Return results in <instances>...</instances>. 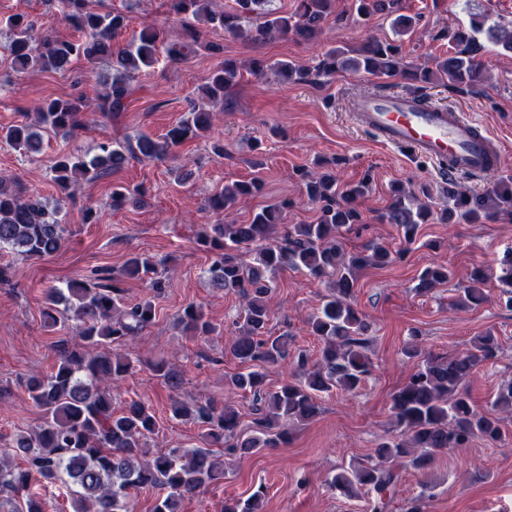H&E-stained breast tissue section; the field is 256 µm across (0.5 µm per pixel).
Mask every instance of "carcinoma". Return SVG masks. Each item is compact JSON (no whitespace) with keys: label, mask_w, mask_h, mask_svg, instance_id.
<instances>
[{"label":"carcinoma","mask_w":512,"mask_h":512,"mask_svg":"<svg viewBox=\"0 0 512 512\" xmlns=\"http://www.w3.org/2000/svg\"><path fill=\"white\" fill-rule=\"evenodd\" d=\"M213 0H170L174 18L184 22L190 16L212 27L251 42L271 36H295L312 40L321 34L334 11L335 0H297L296 8L284 11L275 0H235L231 10L211 7ZM63 19L74 30L72 39L39 37L36 23L23 14L0 20L8 35L11 68L26 71H61L74 61L93 67L112 60L115 74L106 91L91 100L78 92L66 98H47L27 121L0 129V142L15 151L33 156L40 152L41 133L67 138L86 126L88 113L114 118L128 108L136 92L135 75L148 71L166 52L171 60H183L197 52V31L187 29L189 40L166 43L164 29L145 27L130 42L120 45L117 37L130 23L123 12L100 13L87 8L86 0H58ZM362 19L384 15L391 19L395 35L413 30L419 18L401 13V0H354ZM494 45L512 52V29L490 22L486 12L469 13L468 22L441 29L437 37L448 41L452 51L435 60V68L403 62L400 47L388 39L371 38L358 50L331 47L313 66L278 61L273 64L254 58L248 66L259 75L272 70L288 82L313 83L338 72L375 76L402 74L411 84L425 88L436 74L448 77V89L473 91L485 82L481 58V34ZM243 66L224 58L206 86L205 98L228 104L230 89L238 82ZM213 128V112L190 100L188 109L161 137L141 134L134 139L106 140L98 153H62L50 165L53 181L65 197L79 182L104 180L132 161L168 158L182 143L207 138ZM296 176L307 200L316 207L310 224H284L283 213L292 205L288 199L268 204L245 224L218 222L204 228L199 244L211 253L205 270L209 284L243 301V312L229 346L239 360L241 371L229 379L235 394L250 395L253 401V430L240 431L238 412L229 404L211 402L189 406L179 400L171 406L172 418L191 420L203 428L204 447L169 448L151 454L147 439L161 432L149 404L134 401L116 414L112 411V388L135 369L136 360L120 352L156 319V307L145 299L128 306L125 284L141 281L156 293L166 288L158 275V263L149 256L133 254L118 270L94 271L68 280L63 287L50 286L45 292L44 321L74 322L81 343L65 339L55 342L57 362L46 375H32L24 381L25 391L42 414L41 425L14 439L12 448L25 464L15 468L0 460V512H42L37 495L28 491L31 480L63 484L71 498L73 512H134L132 491L152 489L159 493L154 512H179V503L224 477V457L276 448L286 441L288 426L307 422L319 410L318 400L336 391L353 392L367 379L372 368L369 357L370 324L352 302L359 272L382 267L403 257L371 241L363 250L345 254L339 238L345 231L363 225L358 200L369 189L363 179L339 184L332 170L318 172L300 168ZM481 192L465 193L454 181L444 188L442 216L465 224H478L507 216L512 219V178L491 175ZM258 177L224 183L208 200V209L219 215L241 201L263 192ZM141 185L112 182V208L144 203ZM60 207L48 208L20 184L0 180V250H15L27 258L42 259L57 253L64 244L59 220ZM433 205L413 191L398 187L381 216L393 225L408 244L416 241L420 226L433 219ZM253 246L254 261L244 259L242 249ZM290 267L324 280L330 287L319 308L308 319L311 332L321 342L319 357L297 353L288 380L271 389L266 368L285 362L290 356L292 336L271 329L269 296L272 274ZM504 305L512 308V251L501 261ZM452 273L444 267H427L416 290L427 292L448 281ZM483 274L476 270L470 284L460 289L457 306L468 308L486 300L478 284ZM177 324L190 336H209L216 327L206 318L202 306L190 303L177 317ZM496 336L487 332L475 337L470 348L455 354L433 353L414 333L402 353L417 360V368L392 396L394 434L374 449L371 461L342 469L329 486L345 497L369 495L366 512H389L399 492L401 470L411 467L425 471L438 453L464 448L473 439L496 444L508 438L504 415H512V381L502 385L490 407L477 410L471 402L466 380L480 363L495 357ZM152 371L172 390L184 384L183 373L166 360L152 364ZM263 487L247 498L224 500V512H261Z\"/></svg>","instance_id":"1"}]
</instances>
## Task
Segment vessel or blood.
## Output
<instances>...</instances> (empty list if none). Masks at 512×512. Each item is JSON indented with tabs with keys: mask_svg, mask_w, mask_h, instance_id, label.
<instances>
[{
	"mask_svg": "<svg viewBox=\"0 0 512 512\" xmlns=\"http://www.w3.org/2000/svg\"><path fill=\"white\" fill-rule=\"evenodd\" d=\"M354 108L359 127L435 163L440 175L481 177L506 164L500 139L461 109L427 106L410 93L362 96Z\"/></svg>",
	"mask_w": 512,
	"mask_h": 512,
	"instance_id": "b4317fda",
	"label": "vessel or blood"
}]
</instances>
